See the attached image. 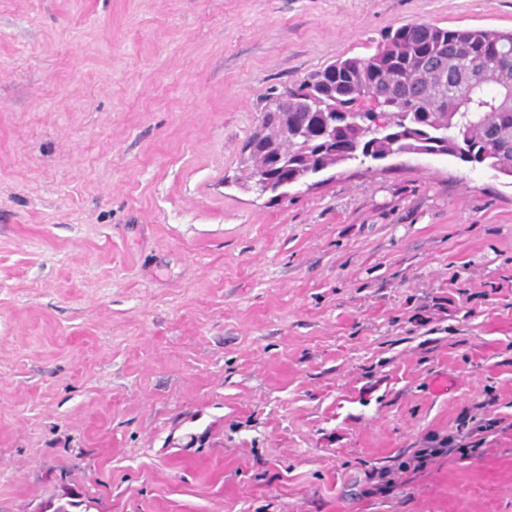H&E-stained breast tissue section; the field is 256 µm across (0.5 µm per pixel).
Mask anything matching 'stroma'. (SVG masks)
I'll return each instance as SVG.
<instances>
[{
	"label": "stroma",
	"instance_id": "1",
	"mask_svg": "<svg viewBox=\"0 0 512 512\" xmlns=\"http://www.w3.org/2000/svg\"><path fill=\"white\" fill-rule=\"evenodd\" d=\"M412 22L512 0H0V512H512V178L234 182L271 89Z\"/></svg>",
	"mask_w": 512,
	"mask_h": 512
}]
</instances>
